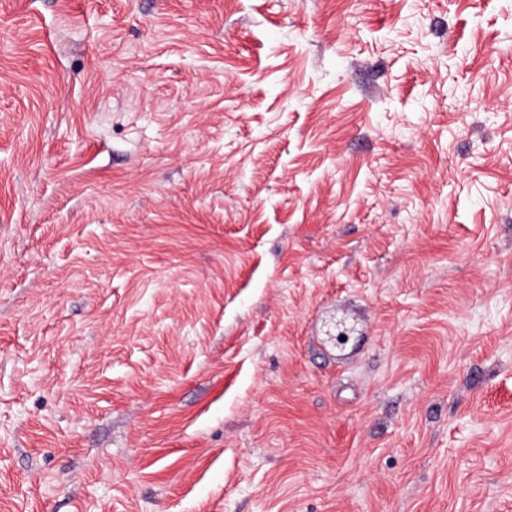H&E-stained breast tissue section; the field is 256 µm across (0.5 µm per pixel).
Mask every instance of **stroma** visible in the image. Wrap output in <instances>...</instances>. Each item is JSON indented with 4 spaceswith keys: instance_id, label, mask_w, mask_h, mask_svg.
<instances>
[{
    "instance_id": "stroma-1",
    "label": "stroma",
    "mask_w": 512,
    "mask_h": 512,
    "mask_svg": "<svg viewBox=\"0 0 512 512\" xmlns=\"http://www.w3.org/2000/svg\"><path fill=\"white\" fill-rule=\"evenodd\" d=\"M0 512H512V0H0Z\"/></svg>"
}]
</instances>
